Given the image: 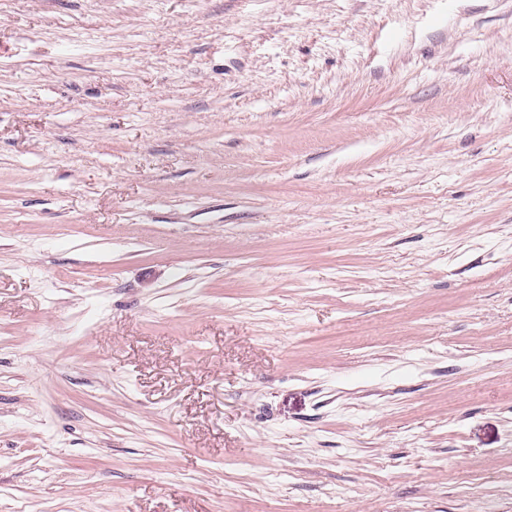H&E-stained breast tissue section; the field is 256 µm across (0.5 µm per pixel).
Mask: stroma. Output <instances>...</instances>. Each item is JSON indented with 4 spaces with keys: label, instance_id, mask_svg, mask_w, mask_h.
<instances>
[{
    "label": "stroma",
    "instance_id": "stroma-1",
    "mask_svg": "<svg viewBox=\"0 0 512 512\" xmlns=\"http://www.w3.org/2000/svg\"><path fill=\"white\" fill-rule=\"evenodd\" d=\"M0 512H512V0H0Z\"/></svg>",
    "mask_w": 512,
    "mask_h": 512
}]
</instances>
